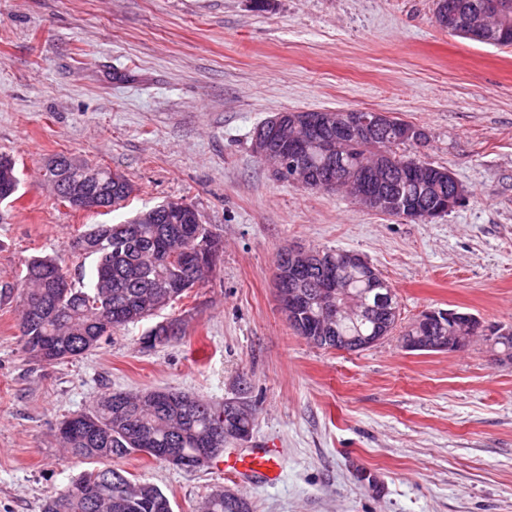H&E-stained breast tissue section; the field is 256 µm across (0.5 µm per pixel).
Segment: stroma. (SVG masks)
Segmentation results:
<instances>
[{
    "instance_id": "1",
    "label": "stroma",
    "mask_w": 512,
    "mask_h": 512,
    "mask_svg": "<svg viewBox=\"0 0 512 512\" xmlns=\"http://www.w3.org/2000/svg\"><path fill=\"white\" fill-rule=\"evenodd\" d=\"M436 0H0V154L21 196L0 204V276L34 255L71 270V242L166 200L193 205L224 251L205 285L161 311L185 334L147 347L154 319L83 358L22 350L17 299L0 302V512H42L88 469L59 423L106 391L174 388L218 405L246 394L247 441L279 452L273 484H241L223 458L180 469L113 459L173 512L218 488L252 512H512V365L476 340L458 352L403 348L423 311L512 325V48L440 29ZM371 110L423 128L421 154L449 168L466 204L426 223L370 211L342 192L276 179L256 127L281 112ZM64 153L122 173L125 208L75 211L42 181ZM290 244L365 257L392 285L398 330L367 350L297 336L274 290Z\"/></svg>"
}]
</instances>
